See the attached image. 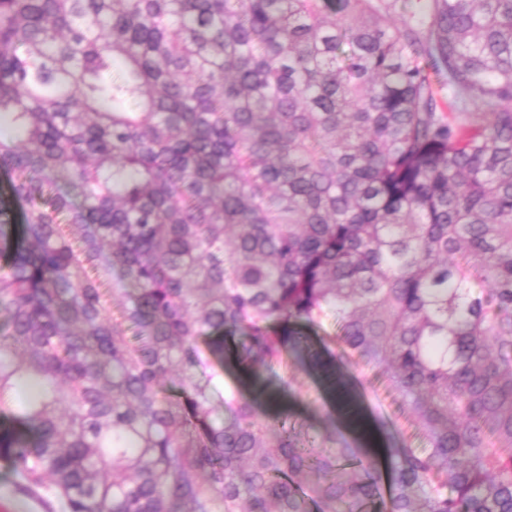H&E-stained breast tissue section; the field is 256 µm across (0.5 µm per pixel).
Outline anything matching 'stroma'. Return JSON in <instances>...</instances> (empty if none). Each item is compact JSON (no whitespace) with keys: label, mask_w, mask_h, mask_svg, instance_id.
<instances>
[{"label":"stroma","mask_w":512,"mask_h":512,"mask_svg":"<svg viewBox=\"0 0 512 512\" xmlns=\"http://www.w3.org/2000/svg\"><path fill=\"white\" fill-rule=\"evenodd\" d=\"M291 375L294 382L290 391L271 386L263 402L270 412L292 415L308 434L335 426L337 434L349 443L373 449L379 467L383 468L387 465L384 449L402 447L413 432L411 420L400 411V399L373 373L351 368L337 376L332 385L322 374L304 366L293 369ZM346 400L355 404L356 418L343 414L342 403ZM0 512L53 510L23 491L19 478L0 462Z\"/></svg>","instance_id":"1"}]
</instances>
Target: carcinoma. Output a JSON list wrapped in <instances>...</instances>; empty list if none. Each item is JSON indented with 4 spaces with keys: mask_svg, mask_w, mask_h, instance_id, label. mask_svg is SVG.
Masks as SVG:
<instances>
[{
    "mask_svg": "<svg viewBox=\"0 0 512 512\" xmlns=\"http://www.w3.org/2000/svg\"><path fill=\"white\" fill-rule=\"evenodd\" d=\"M445 78L448 100L434 81ZM0 461L62 512H512V0H0ZM130 295L119 318L112 302ZM356 361L382 474L259 382Z\"/></svg>",
    "mask_w": 512,
    "mask_h": 512,
    "instance_id": "cac0c4a2",
    "label": "carcinoma"
}]
</instances>
